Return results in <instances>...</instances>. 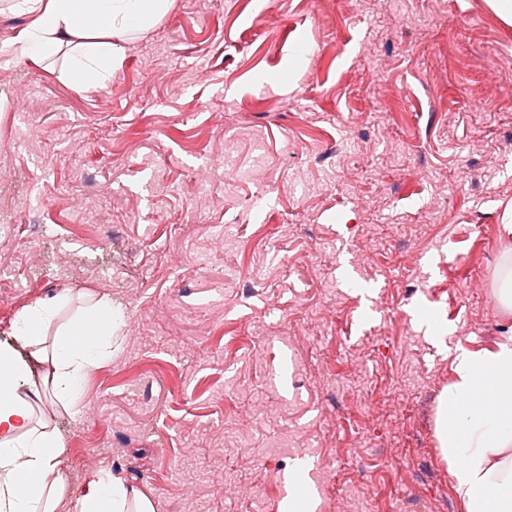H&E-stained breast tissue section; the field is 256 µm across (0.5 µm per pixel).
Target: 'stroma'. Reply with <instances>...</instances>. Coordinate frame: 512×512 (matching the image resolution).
I'll return each mask as SVG.
<instances>
[{
  "label": "stroma",
  "instance_id": "obj_1",
  "mask_svg": "<svg viewBox=\"0 0 512 512\" xmlns=\"http://www.w3.org/2000/svg\"><path fill=\"white\" fill-rule=\"evenodd\" d=\"M29 21L0 11V346L59 294L127 325L83 382L100 421L41 396L57 512L86 448L155 512H281L301 460L362 469L361 512H463L437 398L512 325V26L485 0H174L85 92L12 53Z\"/></svg>",
  "mask_w": 512,
  "mask_h": 512
}]
</instances>
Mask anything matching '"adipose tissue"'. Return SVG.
Instances as JSON below:
<instances>
[{
  "label": "adipose tissue",
  "instance_id": "obj_1",
  "mask_svg": "<svg viewBox=\"0 0 512 512\" xmlns=\"http://www.w3.org/2000/svg\"><path fill=\"white\" fill-rule=\"evenodd\" d=\"M174 0H13L30 23L12 40L16 52L41 63L64 45L71 53L61 76L83 90L103 88L118 69L126 41L156 27ZM70 302L58 295L22 308L13 333L49 372L27 391L26 370L12 350L0 347V512H55L63 491L61 439L32 425L31 401L50 386L73 403L82 379L112 356V339L126 326L120 307L105 297L67 321ZM52 349H44L47 334ZM437 437L464 512H512V326L493 349L461 351L454 379L440 396ZM78 512H154L150 500L118 475L98 471L77 499Z\"/></svg>",
  "mask_w": 512,
  "mask_h": 512
}]
</instances>
